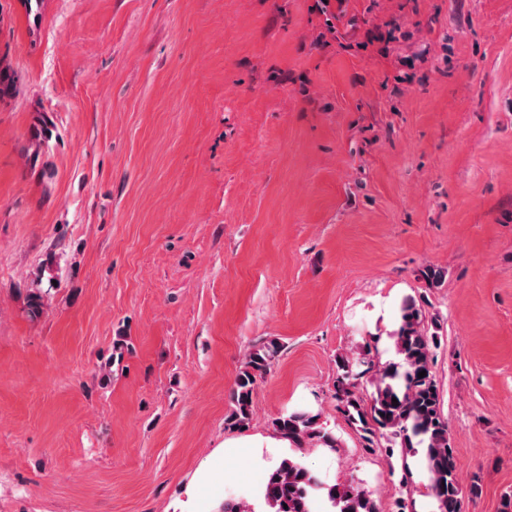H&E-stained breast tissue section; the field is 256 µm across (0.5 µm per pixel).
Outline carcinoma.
<instances>
[{"mask_svg": "<svg viewBox=\"0 0 512 512\" xmlns=\"http://www.w3.org/2000/svg\"><path fill=\"white\" fill-rule=\"evenodd\" d=\"M18 77L0 68V103L16 93ZM422 310L407 299L400 308L398 329L392 336L395 359L383 365L366 362L357 372L347 360L339 362L336 377V408L354 427L367 448H383L394 454L420 449L428 475L427 493L436 512H462V486L454 450L448 438V420L441 398L433 361V341L427 335ZM281 345L275 339L253 347L240 368L232 392L234 409L225 420L229 429H243L252 419V396L258 378L270 370ZM426 376L419 377L420 372ZM373 374L374 392L366 401L358 395V380ZM397 403H392V399ZM273 430L297 448L305 444L336 449V440L320 414L294 409L272 422ZM260 498L266 512H315L317 499L329 503L330 512H379L373 494L352 479L341 484L321 481L300 460L284 457L268 470Z\"/></svg>", "mask_w": 512, "mask_h": 512, "instance_id": "1", "label": "carcinoma"}]
</instances>
